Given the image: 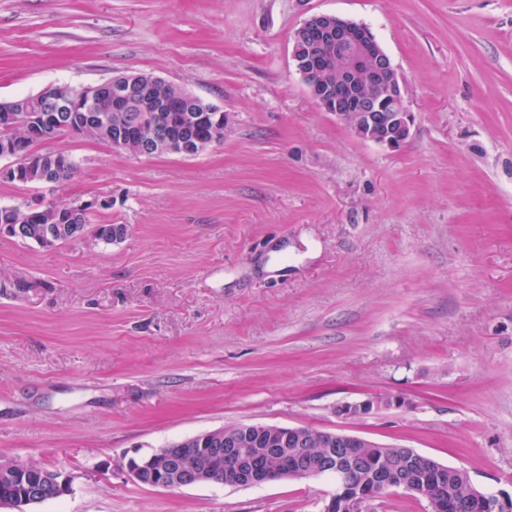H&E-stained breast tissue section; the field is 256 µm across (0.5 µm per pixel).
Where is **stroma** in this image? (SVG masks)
I'll return each instance as SVG.
<instances>
[{
    "label": "stroma",
    "mask_w": 512,
    "mask_h": 512,
    "mask_svg": "<svg viewBox=\"0 0 512 512\" xmlns=\"http://www.w3.org/2000/svg\"><path fill=\"white\" fill-rule=\"evenodd\" d=\"M368 26L415 121L400 150L313 100L295 31ZM127 72L223 111L222 143L134 156L61 133L57 187L126 236H0V459L63 470L32 512H321L328 476L177 489L124 464L234 424L415 449L512 494V0H0V101ZM400 396L365 418L337 406Z\"/></svg>",
    "instance_id": "1"
}]
</instances>
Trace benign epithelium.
<instances>
[{
  "mask_svg": "<svg viewBox=\"0 0 512 512\" xmlns=\"http://www.w3.org/2000/svg\"><path fill=\"white\" fill-rule=\"evenodd\" d=\"M324 15L316 14L303 22L304 30L312 47L308 54L293 58L297 71L303 76L319 71L333 62L339 78L336 88L311 87V95L325 111L341 120L353 115L361 128L358 137L375 142L387 149H400L411 135L414 115L406 104L402 85L387 54L378 52V42L366 33L364 26L352 21L336 18V25L323 22ZM367 71L375 86L381 89V97H365L359 91L357 75ZM153 83H144L133 75L121 74L101 84L72 91L65 97H52L47 101L28 97L0 102V153L10 163L0 167V178L18 179L21 173L30 169L39 171L42 183L55 185V173L61 170L66 160L56 154L32 151L25 154L13 152L9 131L25 126L30 134L40 126L38 112L47 110L65 114L80 124H98L107 120L108 112H128L130 119L112 129L109 145L126 150L133 141L141 142V154L153 155L161 149L171 154L184 155L202 144L195 135L202 124L221 122L222 116H214L210 110L200 108L201 99L189 92L167 99L155 110H135L136 101L151 94ZM112 205L108 199H93L71 204L60 212V219L71 222L76 216L87 217L100 209ZM396 398H388L371 407L360 403L345 406L337 411L342 417L363 418L381 410L398 406ZM277 434L278 443L292 452L283 459V475L306 477L309 475L306 435L299 427H271ZM364 438L342 432L324 434L323 443L329 448V456H335L338 448H358ZM265 443L263 431L258 435L229 436L219 428L205 432L201 438L185 439L159 448L147 457L131 456L125 463L128 475L137 483L164 489L211 482L212 462L224 459V472L234 476L233 484L257 486L268 482L265 470L261 469L248 452ZM193 457L196 464L187 466L184 459ZM0 483L5 486L19 485L18 491H3L0 488V508L7 506L12 512H28L41 502V490L50 484L56 495L61 497L70 492V477L60 470L41 469L31 471L21 465L16 470L0 473ZM403 490L418 492L414 484L391 483L385 474H377L375 486L370 493H355L343 483H338L336 493L325 502L323 512H361L373 496L384 492ZM470 497L475 499L483 512H512V495L501 491L493 494L474 490Z\"/></svg>",
  "mask_w": 512,
  "mask_h": 512,
  "instance_id": "obj_1",
  "label": "benign epithelium"
}]
</instances>
